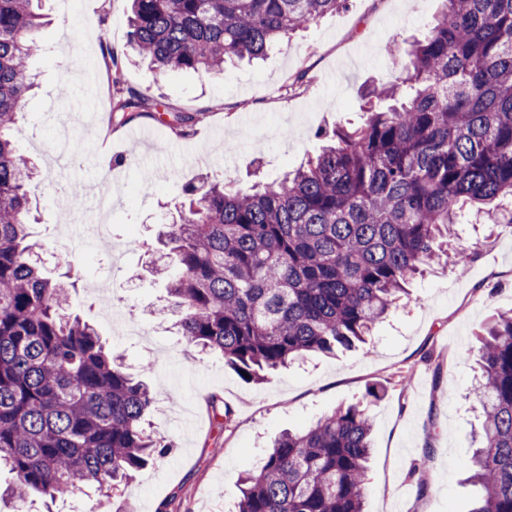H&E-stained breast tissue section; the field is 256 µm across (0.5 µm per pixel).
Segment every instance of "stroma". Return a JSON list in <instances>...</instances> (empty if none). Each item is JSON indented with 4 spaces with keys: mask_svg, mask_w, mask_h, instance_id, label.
<instances>
[{
    "mask_svg": "<svg viewBox=\"0 0 512 512\" xmlns=\"http://www.w3.org/2000/svg\"><path fill=\"white\" fill-rule=\"evenodd\" d=\"M444 0H346L276 45L263 61L226 64L218 77L159 72L127 61L128 0H42L46 55L19 113L18 144L34 159V240L47 269L68 265L72 310L93 324L125 370L161 395L147 428L171 442L167 458L117 489L49 501L27 512H236L239 479L260 469L282 432L306 430L338 406L386 386L371 403L372 454L364 512H471L481 493L462 461L481 420L470 396L479 334L512 311V224L466 213L448 240L469 249L461 269L427 266L367 344L314 353L258 382L221 355L186 345L158 316L170 298L154 272L184 186L207 175L229 188L283 175L319 153V134L361 122L364 89L398 82L409 43L433 25ZM124 59V87L163 94L172 112L202 113L188 133L150 117L108 120V56ZM306 82H298V75ZM66 84L69 99L56 97ZM151 193H142L144 184ZM223 397L234 420L208 405ZM428 489L418 494L416 480Z\"/></svg>",
    "mask_w": 512,
    "mask_h": 512,
    "instance_id": "obj_1",
    "label": "stroma"
}]
</instances>
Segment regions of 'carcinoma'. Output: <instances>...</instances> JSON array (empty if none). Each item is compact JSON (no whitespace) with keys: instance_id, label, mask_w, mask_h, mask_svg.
<instances>
[{"instance_id":"1","label":"carcinoma","mask_w":512,"mask_h":512,"mask_svg":"<svg viewBox=\"0 0 512 512\" xmlns=\"http://www.w3.org/2000/svg\"><path fill=\"white\" fill-rule=\"evenodd\" d=\"M34 0H0V468L3 493L70 497L118 486L169 444L143 427L160 391L127 374L96 329L69 312L70 291L30 240L35 166L13 138L45 53ZM345 0H130L129 45L161 72H224L261 59ZM397 86L362 98L363 120L281 178L248 189L211 180L184 189L166 232L168 308L188 345L249 380L365 337L425 267L449 258L460 209L512 197V0H445L405 51ZM119 124L160 103L120 87ZM473 399L484 446L468 462L483 495L472 512H512V315L494 317ZM371 421L339 408L285 433L241 478L238 512H363Z\"/></svg>"}]
</instances>
